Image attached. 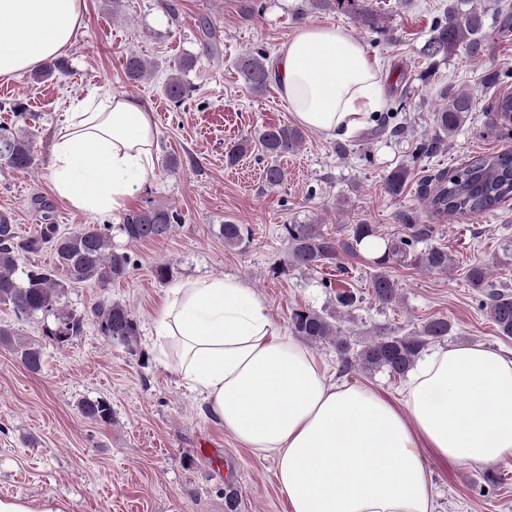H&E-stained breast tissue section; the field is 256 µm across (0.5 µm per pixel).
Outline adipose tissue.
<instances>
[{
	"mask_svg": "<svg viewBox=\"0 0 512 512\" xmlns=\"http://www.w3.org/2000/svg\"><path fill=\"white\" fill-rule=\"evenodd\" d=\"M85 12L86 0H0V79L66 54ZM270 78L293 119L329 138L352 137L387 106L382 65L333 25L298 29ZM156 139L138 99L92 88L55 131L52 188L84 213L126 210L156 171ZM153 347L205 416L274 455L289 512H435L427 455L461 465L512 456V353L481 343L423 352L397 402L334 380L244 282L210 277L168 288Z\"/></svg>",
	"mask_w": 512,
	"mask_h": 512,
	"instance_id": "1",
	"label": "adipose tissue"
}]
</instances>
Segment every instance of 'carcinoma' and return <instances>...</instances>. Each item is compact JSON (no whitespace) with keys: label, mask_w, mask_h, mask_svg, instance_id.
Returning <instances> with one entry per match:
<instances>
[{"label":"carcinoma","mask_w":512,"mask_h":512,"mask_svg":"<svg viewBox=\"0 0 512 512\" xmlns=\"http://www.w3.org/2000/svg\"><path fill=\"white\" fill-rule=\"evenodd\" d=\"M356 19L379 35L388 31L380 25L370 9L355 10ZM486 11L475 0H448L443 15L434 23L424 42L422 57L446 60L459 49L472 55L485 51ZM194 63L186 58L169 75L165 93L170 101L181 104L190 96V87L182 74ZM240 73L252 90L261 92L269 84L267 54L264 50L250 51L240 59ZM126 74L140 82L148 76L144 60L136 55L127 58ZM445 103L432 113L433 130L416 144L420 155H435L448 150V140L466 124L473 112L470 93L450 90L444 93ZM492 109L504 129L512 126V95L496 97ZM304 140L303 131L295 126L279 125L259 133L258 141L271 158H279L298 150ZM0 162L13 170H27L36 165L33 137L29 132H16L0 126ZM410 176V167L399 164L386 176L389 194H401ZM268 188L286 181L285 170L276 163L264 169ZM512 198V150L478 157L448 171L442 169L429 176L423 184L422 199L427 211L438 220L493 212L501 203ZM419 213L413 209L397 214L403 235L384 237L373 224L359 222L343 225L342 232L331 236L319 224H288L285 226L287 251L285 265L302 271H313L327 264H336L344 256L355 255L367 241H381L383 250L374 258L376 273L371 281L374 299L383 306L398 302L400 289L391 274L393 266L410 263L429 273H445L451 257L448 250L428 244L435 225L419 223ZM40 231L28 237L19 235L13 217L0 212V304L9 305L19 315L31 317L39 312H54V327L45 330L49 341L58 346L83 332L85 316L72 313L61 306L69 288L94 284L106 287L129 274L135 262L132 256L112 246L110 227H92L64 232L55 224L50 212L43 216ZM178 217L168 207L157 204L125 215L120 231L131 244L160 240L171 235ZM224 245L238 247L244 242L245 228L226 221L220 225ZM51 248L53 261L49 266L34 262L45 248ZM468 286L486 297L479 303L499 335L512 338V296L489 289V267L476 264L468 269ZM104 335L128 345L137 336V323L122 304L100 303L91 309ZM291 335L314 347L331 346L345 370L361 368L366 371H385L401 378L410 372L422 350L429 343L441 340L451 332L445 318L427 321L421 328L401 334L391 328L376 326L371 339L354 350L349 336L339 322H332L314 310H295L290 316ZM22 363L32 373L42 368V352L35 345L22 344L17 349ZM82 416L99 424L112 421V409L104 400H84L78 404Z\"/></svg>","instance_id":"1"}]
</instances>
